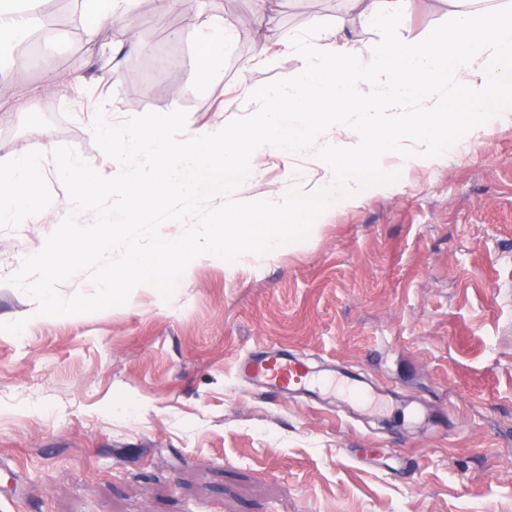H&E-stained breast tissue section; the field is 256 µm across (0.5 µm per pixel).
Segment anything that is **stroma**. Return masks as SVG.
<instances>
[{
	"label": "stroma",
	"mask_w": 512,
	"mask_h": 512,
	"mask_svg": "<svg viewBox=\"0 0 512 512\" xmlns=\"http://www.w3.org/2000/svg\"><path fill=\"white\" fill-rule=\"evenodd\" d=\"M73 2L77 39L0 74V156L32 155L35 184L59 202L40 222L0 223V512H512V118L424 165L386 157L393 188L338 208L301 248L200 261L167 300L143 288L33 320L35 300L7 280L71 213L41 135L103 158L88 107L65 100L72 75L115 120L183 109L199 128L255 111L245 99L222 111L239 84L300 68L289 53L243 67L257 30L285 39L314 18L365 52L380 39L359 23L362 0H178L169 14L135 0L92 36ZM457 9L414 0L412 36ZM202 13L236 35L205 94L189 79ZM132 33L142 51L95 83ZM250 168L235 200L274 202L323 176L309 151L255 154ZM272 346L393 394L345 417L285 400L237 373Z\"/></svg>",
	"instance_id": "obj_1"
}]
</instances>
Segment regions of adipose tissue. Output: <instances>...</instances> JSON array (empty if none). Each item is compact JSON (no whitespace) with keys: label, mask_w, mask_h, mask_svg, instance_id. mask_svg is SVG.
<instances>
[{"label":"adipose tissue","mask_w":512,"mask_h":512,"mask_svg":"<svg viewBox=\"0 0 512 512\" xmlns=\"http://www.w3.org/2000/svg\"><path fill=\"white\" fill-rule=\"evenodd\" d=\"M41 0H0V52L12 49L18 38L32 31L31 21ZM199 51L191 70V80L199 91H207L223 75L221 63L232 44L230 28L212 16H199L195 22ZM32 156L14 151L0 157V223L19 218L39 221L54 203L38 191L32 181Z\"/></svg>","instance_id":"1"}]
</instances>
